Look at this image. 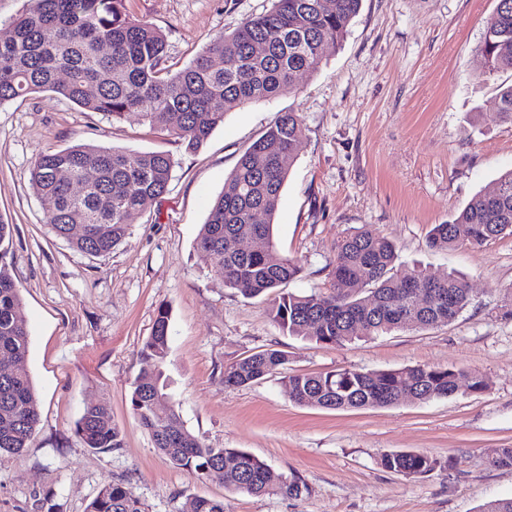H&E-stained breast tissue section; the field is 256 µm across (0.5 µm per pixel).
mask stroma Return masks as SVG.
Instances as JSON below:
<instances>
[{"label": "stroma", "instance_id": "35a3bbf8", "mask_svg": "<svg viewBox=\"0 0 512 512\" xmlns=\"http://www.w3.org/2000/svg\"><path fill=\"white\" fill-rule=\"evenodd\" d=\"M497 0H362L341 42L292 91L229 112L189 152L130 113L119 121L50 92L0 106V220L12 226L0 260L23 299L27 368L40 422L21 454L0 455V512H85L108 483H123L148 512H180L189 497L224 501L225 512H478L512 497V467L489 457L512 448V237L433 250L427 235L512 169V121L498 110L512 73H480L476 49ZM160 28L175 73L218 35L272 0H125ZM300 113L305 135L274 219L278 249L301 265L296 294H334L339 241L359 228L390 240L401 261L468 279L471 301L451 324L319 345L283 332L269 298H244L198 258L195 243L214 198L242 153L278 113ZM90 143L164 152L175 162L166 193L103 257L77 251L48 226L50 204L30 185L42 153ZM171 311L164 370L176 410L215 448H239L274 474L296 478L300 497L225 492L175 467L132 411L139 353L159 307ZM263 349L288 354L286 372L366 371L419 364L481 375L485 391L368 409L296 405L280 375L235 388L224 371ZM103 402L121 447H86L76 425ZM424 452L437 467L408 477L381 454Z\"/></svg>", "mask_w": 512, "mask_h": 512}]
</instances>
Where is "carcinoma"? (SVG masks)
<instances>
[{"label": "carcinoma", "instance_id": "obj_1", "mask_svg": "<svg viewBox=\"0 0 512 512\" xmlns=\"http://www.w3.org/2000/svg\"><path fill=\"white\" fill-rule=\"evenodd\" d=\"M361 0H273L263 14L247 18L233 32L211 41L187 67L170 74L164 67L165 34L129 15L124 0H32L14 17L10 35L0 40V105L33 93L53 92L88 112L112 120L129 113L142 123L196 150L227 113L291 90L297 77L316 71L322 49L343 38ZM264 50L255 53V45ZM483 73L512 71V0H497L476 50ZM305 134L296 112H282L241 155L230 176V191L210 207L196 241L201 260L228 288L246 298H272L269 315L282 330L321 345L343 346L360 337L398 329H429L452 323L469 305L461 276L444 277L399 261L386 238L359 229L336 246L331 276L340 290L332 296L297 295L279 288L301 272L297 260L274 242L280 195ZM173 158L162 152H131L82 144L40 155L30 180L36 194L53 203L51 232L90 256L112 252L130 224L168 189ZM88 172L93 179L77 196L71 182ZM89 224L86 236L71 233ZM512 235V170L498 179L492 194L474 195L450 221L436 224L433 249L481 246ZM239 239L263 246L235 250ZM22 296L0 262V453L27 447L39 422V404L27 370L29 331L20 316ZM169 309H158L140 351L142 368L132 386L131 406L140 426L178 468L224 486L228 493L279 494L298 498L295 479L274 480L269 466L237 448H211L192 434L171 404L163 366L169 353ZM288 353L254 352L224 371V386L241 387L278 373ZM481 392L475 373L453 367L416 365L364 371L355 367L284 377L288 396L299 406L323 409L385 407L401 396L418 402L447 398L461 378ZM76 432L93 449L119 448L121 428L103 403L86 406ZM437 461L425 454L397 451L381 455L380 465L414 477ZM86 512H146L145 504L123 484L103 486ZM181 512H224V500L194 496Z\"/></svg>", "mask_w": 512, "mask_h": 512}]
</instances>
